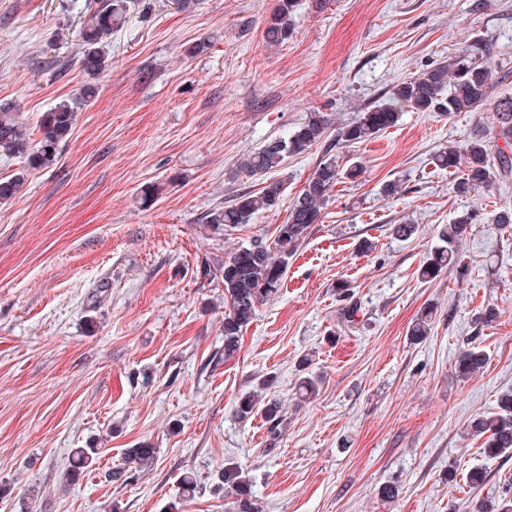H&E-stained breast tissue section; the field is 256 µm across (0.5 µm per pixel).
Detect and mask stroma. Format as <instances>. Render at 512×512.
I'll return each instance as SVG.
<instances>
[{
    "instance_id": "35a3bbf8",
    "label": "stroma",
    "mask_w": 512,
    "mask_h": 512,
    "mask_svg": "<svg viewBox=\"0 0 512 512\" xmlns=\"http://www.w3.org/2000/svg\"><path fill=\"white\" fill-rule=\"evenodd\" d=\"M97 2L0 0V104L33 140L84 82L78 32ZM275 3L140 0L57 163L0 157V178L24 177L0 204V512H225L228 462L248 470L263 512H473L512 490V456L488 457L463 433L512 389V228L496 222L512 209V178L462 193L433 162L492 129L495 101L512 96V0H301L292 39L271 46ZM203 39L210 48L190 53ZM474 45L492 73L481 110L406 112L372 140H340L395 85ZM318 113L325 138L270 174L284 183L278 205L210 232L206 211L259 187L239 162ZM331 156L359 174L337 182L225 359L224 288L200 266L271 242ZM154 181L167 187L143 206ZM466 213L476 219L461 266L421 281L440 228ZM405 223L407 239L393 232ZM427 306L432 332L411 341ZM489 307L493 322H477ZM469 342L490 360L463 380L454 360ZM304 369L321 380L309 398ZM269 374L284 415L276 439L262 412H238ZM141 443L158 450L153 469L110 481ZM89 447L101 451L95 469L67 480L72 449ZM475 467L487 481L474 492ZM187 472L197 489L184 500Z\"/></svg>"
}]
</instances>
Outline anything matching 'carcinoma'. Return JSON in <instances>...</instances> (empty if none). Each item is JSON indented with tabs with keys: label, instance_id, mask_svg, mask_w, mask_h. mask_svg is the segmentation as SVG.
<instances>
[{
	"label": "carcinoma",
	"instance_id": "1",
	"mask_svg": "<svg viewBox=\"0 0 512 512\" xmlns=\"http://www.w3.org/2000/svg\"><path fill=\"white\" fill-rule=\"evenodd\" d=\"M135 0H102L89 16L80 32L81 51L77 63L86 76L79 88L78 100L87 103L94 99V81L111 65L107 50L109 38L122 29ZM299 0H277V4L263 30L265 41L280 46L295 32V15ZM476 51L457 54L431 69L397 84L388 99L366 110L340 128L342 141L356 144L376 138L394 126L400 113L438 112L450 115L457 112H475L488 101L491 71L477 58ZM76 100V101H78ZM76 101L63 100L40 119L42 138L30 140L26 125L19 113L7 104L0 105V155L25 157L30 165L43 169L54 166L62 144L69 139L75 122ZM499 128L491 135L483 129L464 145L448 146L435 154L434 163L448 173L459 176L457 189L466 192L495 184L512 176V96L497 102ZM329 121L323 115H314L286 137L266 142L248 155L240 164L239 172L249 178L264 177L278 169L285 158L307 152L328 130ZM500 139L508 150L493 148L492 141ZM340 179L336 160L327 159L317 166L302 193L292 204L286 223L278 226L272 244L254 242L224 255L218 265L204 266L203 274L221 277L224 301V357L230 359L240 349L243 330L254 319L263 301L275 294L293 256L307 237L312 225L322 218V209L330 191ZM23 177L16 174L0 178V203L13 198L22 186ZM171 180L152 182L142 187V204L149 205L163 194ZM284 192L280 180H266L259 191L235 195L229 205H217L203 216V223L214 233L229 231L247 224L261 213L273 209ZM473 215L467 213L454 223L446 224L439 234V244L429 254L420 269V277L430 281L444 269L455 265L459 246ZM433 309L424 308L409 328L410 340L417 342L430 335L433 329ZM486 351L476 345L462 349L455 361L457 377L465 380L479 372L488 362ZM268 430L275 435L283 421L277 402L264 406ZM469 432L485 438L483 448L491 456L512 454V390L501 394L494 414L480 415L468 424ZM99 449L72 450L70 469L66 475L73 480L83 471L96 465ZM157 458V449L150 445L136 446L125 451V466L141 471L151 467ZM225 496L231 498L232 512H259L249 472L240 464L229 462L221 473ZM475 512H512V495L497 501L475 503Z\"/></svg>",
	"mask_w": 512,
	"mask_h": 512
}]
</instances>
